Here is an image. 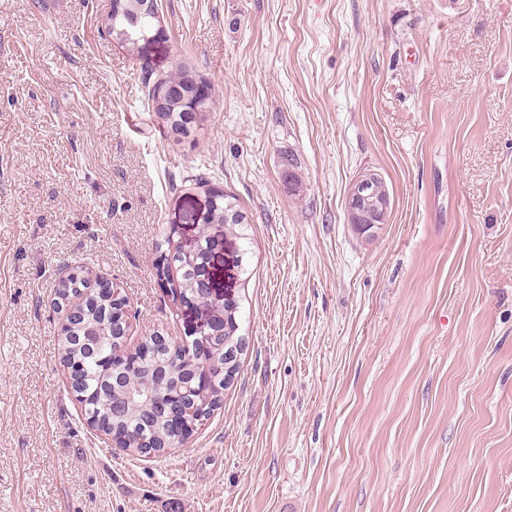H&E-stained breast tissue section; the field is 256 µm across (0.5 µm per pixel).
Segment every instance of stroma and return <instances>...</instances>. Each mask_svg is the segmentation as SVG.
<instances>
[{"mask_svg": "<svg viewBox=\"0 0 512 512\" xmlns=\"http://www.w3.org/2000/svg\"><path fill=\"white\" fill-rule=\"evenodd\" d=\"M143 55L105 0H0V512H512V0H158ZM212 86L188 137L141 88ZM391 190L370 243L361 170ZM253 224L210 272L248 348L185 446L88 428L59 355L60 268L182 341L163 254L206 193ZM141 60V70L147 74L143 82V92L148 111L153 112L161 121L167 135L175 139L187 135V131L183 130L186 104H182L180 98L171 96L169 88L177 84L185 91L183 82L192 74L188 70L180 69L175 76L156 75L153 78L154 74L150 73L148 62L143 57ZM377 179H379V173L376 171H360L351 182L347 192L346 210L348 220L354 231L363 238H373L376 236L377 231L374 227L381 229L380 226L386 224L389 216L391 205L390 189L383 176L379 180ZM373 183L374 197L376 199L389 200V203L385 207L377 206L370 209L369 222L373 224H360V221L367 217L368 207L373 206L375 203L370 193V187ZM78 273H80L82 279L86 278V281L89 282L84 290V298H88L93 304L112 302V297L115 295L113 294L114 285L111 279L83 267L78 269Z\"/></svg>", "mask_w": 512, "mask_h": 512, "instance_id": "1", "label": "stroma"}]
</instances>
